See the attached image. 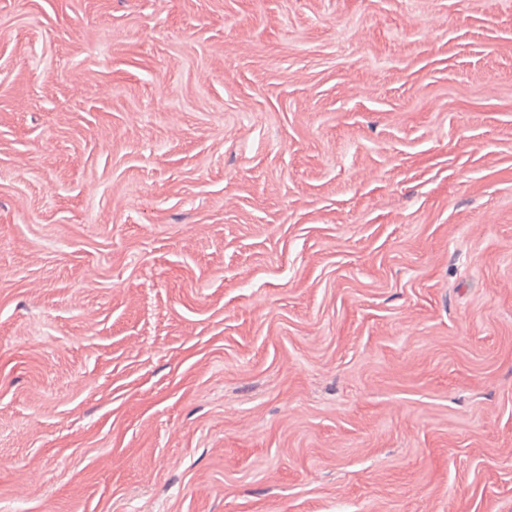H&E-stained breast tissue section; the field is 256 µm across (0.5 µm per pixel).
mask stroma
I'll return each mask as SVG.
<instances>
[{"label":"stroma","mask_w":512,"mask_h":512,"mask_svg":"<svg viewBox=\"0 0 512 512\" xmlns=\"http://www.w3.org/2000/svg\"><path fill=\"white\" fill-rule=\"evenodd\" d=\"M0 512H512V0H0Z\"/></svg>","instance_id":"1"}]
</instances>
